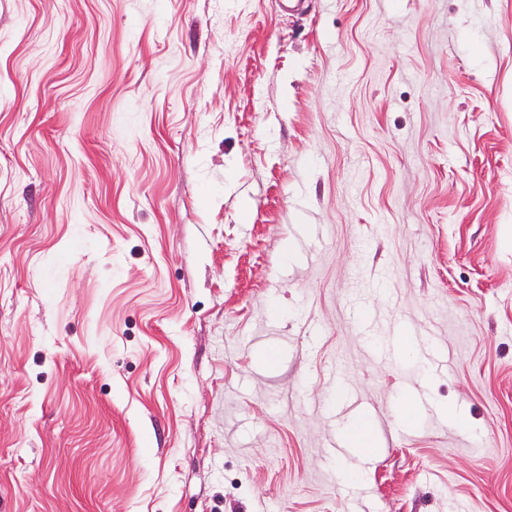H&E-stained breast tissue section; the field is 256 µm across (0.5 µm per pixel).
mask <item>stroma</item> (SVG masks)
<instances>
[{"label": "stroma", "instance_id": "stroma-1", "mask_svg": "<svg viewBox=\"0 0 512 512\" xmlns=\"http://www.w3.org/2000/svg\"><path fill=\"white\" fill-rule=\"evenodd\" d=\"M0 512H512V0H0Z\"/></svg>", "mask_w": 512, "mask_h": 512}]
</instances>
